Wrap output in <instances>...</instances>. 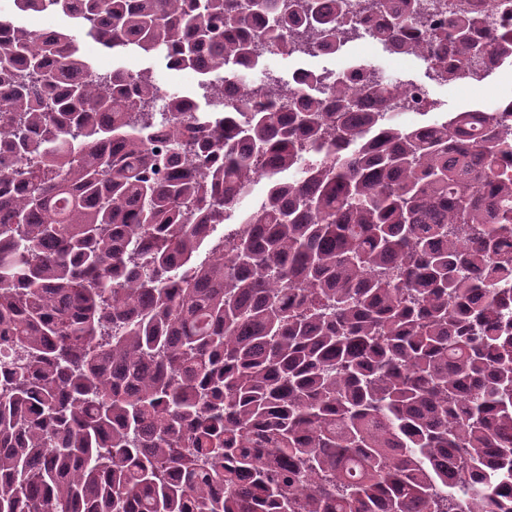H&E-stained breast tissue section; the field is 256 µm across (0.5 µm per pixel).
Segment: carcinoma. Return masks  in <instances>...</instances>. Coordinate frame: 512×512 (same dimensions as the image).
<instances>
[{
	"label": "carcinoma",
	"mask_w": 512,
	"mask_h": 512,
	"mask_svg": "<svg viewBox=\"0 0 512 512\" xmlns=\"http://www.w3.org/2000/svg\"><path fill=\"white\" fill-rule=\"evenodd\" d=\"M79 2L207 109L0 17V512H512V98L421 135L366 107L406 93L372 66L331 102L245 80L257 38L336 49L321 0ZM438 7L430 33L362 10L450 84L512 63L511 29Z\"/></svg>",
	"instance_id": "1"
}]
</instances>
